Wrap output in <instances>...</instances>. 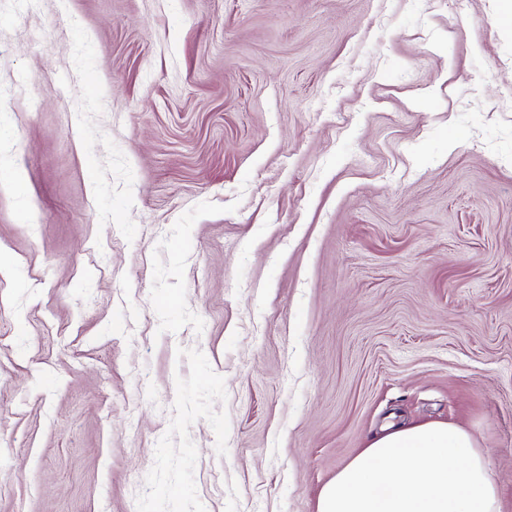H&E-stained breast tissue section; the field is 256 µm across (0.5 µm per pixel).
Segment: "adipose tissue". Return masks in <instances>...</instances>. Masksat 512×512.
Returning a JSON list of instances; mask_svg holds the SVG:
<instances>
[{
	"instance_id": "adipose-tissue-1",
	"label": "adipose tissue",
	"mask_w": 512,
	"mask_h": 512,
	"mask_svg": "<svg viewBox=\"0 0 512 512\" xmlns=\"http://www.w3.org/2000/svg\"><path fill=\"white\" fill-rule=\"evenodd\" d=\"M498 488L451 423L386 427L320 493L318 512H497Z\"/></svg>"
}]
</instances>
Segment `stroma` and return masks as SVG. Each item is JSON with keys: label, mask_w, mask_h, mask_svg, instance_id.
Wrapping results in <instances>:
<instances>
[{"label": "stroma", "mask_w": 512, "mask_h": 512, "mask_svg": "<svg viewBox=\"0 0 512 512\" xmlns=\"http://www.w3.org/2000/svg\"><path fill=\"white\" fill-rule=\"evenodd\" d=\"M512 0H0V512H318L385 425L512 512Z\"/></svg>", "instance_id": "1"}]
</instances>
